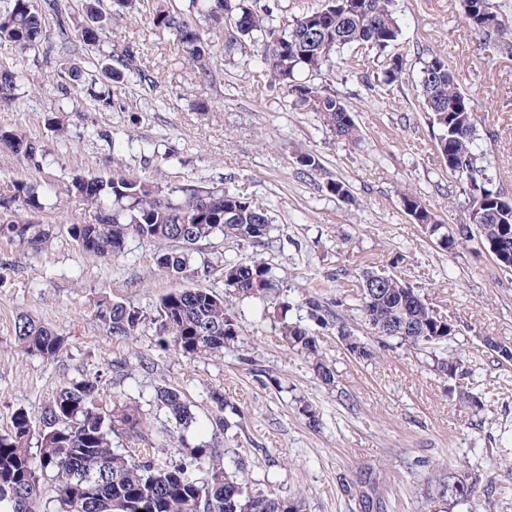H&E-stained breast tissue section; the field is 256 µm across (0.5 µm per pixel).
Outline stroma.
<instances>
[{
  "instance_id": "stroma-1",
  "label": "stroma",
  "mask_w": 512,
  "mask_h": 512,
  "mask_svg": "<svg viewBox=\"0 0 512 512\" xmlns=\"http://www.w3.org/2000/svg\"><path fill=\"white\" fill-rule=\"evenodd\" d=\"M393 9L401 28L396 50L408 59L402 82L379 83L386 58L362 45L337 51L325 76L361 129L354 144L267 82L255 46L230 54L215 46L209 65L216 78L199 81L174 35L155 29L145 11L112 27L104 49L138 47L154 82L129 83L120 105L109 109L59 91L70 56L39 50L19 61L0 48V65L24 73L15 103L0 107V126L43 150L37 166L0 153V188L17 179L36 185L41 221L53 236L38 253L0 240V432L17 410L40 415L61 385L96 373L104 399L140 405L151 423L149 444L163 460L181 459L184 444L219 440L227 472L247 457L252 492L298 499L303 512H356L341 480L364 469L379 478L390 512H512V362L483 343L491 336L512 346V272L500 269L478 238L440 248L401 204L403 194L417 195L451 230L468 217V196L435 145L416 91L421 61L432 54L448 62L471 98L478 149L512 193V54L470 31L460 0H394ZM47 112L61 113L66 139L44 127ZM305 153L320 161L315 174L298 163ZM116 159L169 188L230 185L268 210L269 243L200 241L190 272L176 280L158 271L155 246L136 239L108 262L82 255L67 227L91 222L93 213L67 188L80 173L109 176ZM333 180L345 183L349 198L326 190ZM252 256L269 264L280 297L234 299L229 312L241 332L223 351L190 359L160 350L152 319L158 299L176 287L223 293L225 260ZM367 270L405 280L459 334L423 350L369 335L355 301ZM313 294L326 302L343 298L344 323L370 351L354 355L336 331H319L321 358L335 375L330 383L279 332L287 323H308L303 302ZM105 298L144 311L136 336L106 334L93 319ZM22 316L65 336L59 359L23 351L14 331ZM457 357L472 368L484 406L461 405L437 371V360ZM115 359L128 361L123 374L109 371ZM164 387L182 394L189 427L159 406L156 393ZM216 388L224 392L227 421L217 438L209 399ZM451 474L476 479L473 500L439 498L438 482Z\"/></svg>"
}]
</instances>
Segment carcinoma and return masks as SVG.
I'll use <instances>...</instances> for the list:
<instances>
[{
    "label": "carcinoma",
    "mask_w": 512,
    "mask_h": 512,
    "mask_svg": "<svg viewBox=\"0 0 512 512\" xmlns=\"http://www.w3.org/2000/svg\"><path fill=\"white\" fill-rule=\"evenodd\" d=\"M392 0H325V5L306 13L283 27L275 26L273 10L260 13L249 0H189L188 13H180L163 2L152 10V25L175 34L177 45L197 64L198 78L207 82L212 71L214 44L211 35L225 37V47L256 43L266 64L265 75L283 86L293 101L319 113L324 124L340 140L359 141V129L344 99L324 84L312 82L332 66L336 50L363 44L380 54L394 47L400 27ZM141 0H112V10L104 13L99 0H86L83 19L73 22L62 12L58 0H10L0 10V46L25 54L46 41L45 17L55 18L65 31L71 26L84 50L101 45L108 24L140 10ZM470 30L494 42L503 51L512 45L496 40L504 32L503 20L490 0H461ZM407 57L395 53L383 71L384 80L403 78ZM112 91L97 95L104 108L112 107L129 82H148L151 76L140 67L139 56L130 48L104 57L100 63ZM21 73L0 66V106L15 101ZM65 91L84 89V72L74 65L67 73ZM86 90V89H84ZM418 92L430 115L435 138L448 171L465 183L470 209H478L473 221L460 224L455 233L445 234L446 248L476 230L481 243L491 253L512 254V198L500 179L483 165L476 152L478 117L471 99L461 90L458 77L440 57L422 62ZM88 95L94 91L86 90ZM44 125L60 138L67 137V125L54 112L43 115ZM0 149L32 162L42 154L41 146L13 129L0 127ZM68 193L93 210L88 224H71L68 234L78 250L102 262L125 252L128 240L138 238L157 245L155 264L159 272L177 277L190 267L189 247L220 234L246 245H262L272 231L267 212L230 189L185 185L171 190L153 185L115 164L108 178L79 174L72 178ZM403 210L417 224L439 232L436 216L417 196L402 197ZM43 203L34 185L14 180L0 193V212L22 210L26 216L0 219V239L16 242L33 252L51 244L49 225L37 214ZM386 278L384 288L374 280ZM360 288L358 307L365 324L378 337L398 338L423 350L448 341L458 334L442 328L452 324L429 307L419 291L396 276L368 272ZM277 280L266 263L255 259L224 261V294L206 288L175 289L156 303L154 321L158 345L186 358L220 352L239 336L240 327L229 314L232 298L262 301L277 297ZM308 317L318 327L336 329L351 352L370 356L372 352L346 328L331 306L317 296L305 301ZM94 318L106 332L120 337L137 333L146 319L143 312L121 301L103 299ZM289 347L311 357L315 370L327 382L333 371L319 358V337L302 323L282 327ZM15 336L22 349L49 362L57 360L66 347L64 337L27 317L15 322ZM440 372L454 381L459 400L475 405L482 399L461 390L472 369L462 359L437 364ZM99 375H85L62 387L41 416L24 410L15 413L10 429L0 433V512H302L301 502L272 493L241 494L240 476L226 472L220 464L221 452L213 443L186 446L175 463L158 459L152 448H133L125 455L112 447V436L131 439L147 437V417L136 406L107 407L100 398ZM215 405L212 415L214 437L224 433V392L210 391ZM157 400L175 421H192L187 404L178 390L162 388ZM36 441L37 452L31 451ZM51 476L52 496L43 497L42 478ZM343 491L352 497L358 512H389V504L379 491L373 471L362 470L342 480ZM440 494L450 500L474 497L476 484L456 476L439 484Z\"/></svg>",
    "instance_id": "cac0c4a2"
}]
</instances>
